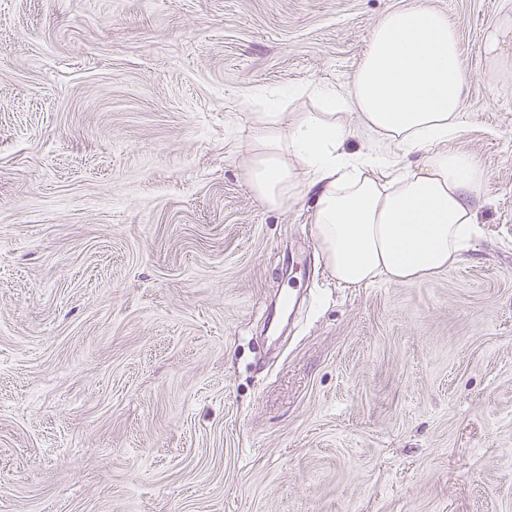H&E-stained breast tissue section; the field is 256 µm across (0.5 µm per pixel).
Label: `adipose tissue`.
Returning a JSON list of instances; mask_svg holds the SVG:
<instances>
[{"instance_id": "1", "label": "adipose tissue", "mask_w": 512, "mask_h": 512, "mask_svg": "<svg viewBox=\"0 0 512 512\" xmlns=\"http://www.w3.org/2000/svg\"><path fill=\"white\" fill-rule=\"evenodd\" d=\"M468 77L455 27L415 0L375 27L346 93L312 85L316 112L283 123L280 97L254 113L245 178L277 208L314 193L318 248L336 282L411 284L462 260L476 233L486 175L451 143ZM356 113L357 123L343 120ZM369 132L373 145L348 151Z\"/></svg>"}]
</instances>
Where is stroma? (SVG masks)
<instances>
[{
  "label": "stroma",
  "instance_id": "35a3bbf8",
  "mask_svg": "<svg viewBox=\"0 0 512 512\" xmlns=\"http://www.w3.org/2000/svg\"><path fill=\"white\" fill-rule=\"evenodd\" d=\"M411 0H0V512H512V0H429L478 234L327 274L245 177L261 88L347 90Z\"/></svg>",
  "mask_w": 512,
  "mask_h": 512
}]
</instances>
